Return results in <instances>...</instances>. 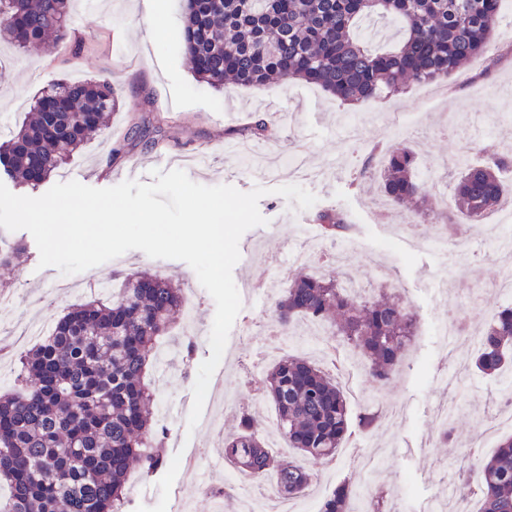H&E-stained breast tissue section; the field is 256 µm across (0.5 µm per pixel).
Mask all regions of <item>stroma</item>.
Returning <instances> with one entry per match:
<instances>
[{
  "label": "stroma",
  "mask_w": 512,
  "mask_h": 512,
  "mask_svg": "<svg viewBox=\"0 0 512 512\" xmlns=\"http://www.w3.org/2000/svg\"><path fill=\"white\" fill-rule=\"evenodd\" d=\"M152 0H73L67 39L52 51L17 49L0 44V67L9 76L0 81V134L21 122L36 91L52 76L83 80L110 76L120 89L123 104L111 114L107 129L74 153L52 183L67 181L73 171L84 172L85 185L106 188L126 179L128 169L146 164L162 171L171 158L191 160L197 183H232L242 191L261 186L267 195L259 201L261 214L275 226L274 235L251 240L249 259L239 261L233 278L242 292V309L229 334L215 378L234 386L237 406L224 417L225 432L237 429L242 414L257 419L273 417L274 407L257 389V377L247 376L245 365L260 360L272 321L271 298L248 296L254 282L273 286L287 279L298 265L289 257L319 233L315 210L344 211L355 226L346 273L369 288H397L418 317L417 333L400 369L379 389L377 402L402 406L393 429L383 427L366 437H353L335 458L310 462L315 481L302 496L303 512H316L319 501L344 480L360 481L359 459L370 457L375 446L385 447L377 481L387 490L393 512H422L427 501L440 494L458 475L461 452L481 423L497 419L499 380L482 375L468 379L464 390L443 387L440 380L451 362L445 355L439 329L448 311H458L470 330L482 329L500 307L512 304L496 286L505 255L477 234L458 237V259L432 247L440 226L425 212H415L414 227L403 230L394 221H375L389 208L373 181H357L364 161L384 162L379 149L393 140L415 148L422 178H435L440 203L452 199V181L445 172L460 144L490 139L512 142V0H503L502 13L486 57H480L449 78L428 85H411L408 92L352 106L320 87L300 81L276 83L259 89L233 87L217 92L198 83L183 56L182 0H165L167 30L152 40ZM85 44L73 54V38ZM263 112L277 128L270 139L252 137L247 130L251 113ZM162 129L155 145L147 147L127 138L133 119ZM250 144L265 157L289 160L298 156L307 178L300 184L317 197L314 208L300 209L297 201L275 194L283 178L266 177L252 159H240L237 149ZM0 238L20 242L25 253L8 272L14 298L13 317L55 324L67 307L88 300L91 290L105 282L119 288L124 274L148 269L172 280L194 303L191 332L195 354L191 364L210 357L209 334L215 303L200 285L193 269L178 260L152 259L132 250L100 266L81 272L79 290L64 296L58 291L61 272L39 268V252L25 230L0 228ZM186 364L176 360L163 391L157 394L156 416L169 435L165 464L144 477L131 473L126 484L128 512H172L177 498L191 500L195 512H239L236 499L216 501L205 493L194 473L184 466L188 450L210 452L214 441L204 424L188 428L193 404V379ZM456 405L454 439L440 442L430 422L435 409Z\"/></svg>",
  "instance_id": "obj_1"
}]
</instances>
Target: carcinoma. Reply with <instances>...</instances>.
Returning a JSON list of instances; mask_svg holds the SVG:
<instances>
[{
    "instance_id": "cac0c4a2",
    "label": "carcinoma",
    "mask_w": 512,
    "mask_h": 512,
    "mask_svg": "<svg viewBox=\"0 0 512 512\" xmlns=\"http://www.w3.org/2000/svg\"><path fill=\"white\" fill-rule=\"evenodd\" d=\"M72 0H0V43L20 49L55 47L66 36ZM502 0H185L184 52L196 80L222 89L227 81L264 87L297 80L321 87L343 104L385 98L411 82L452 75L483 55L498 24ZM393 18L396 43L369 49L364 18ZM107 79H55L34 96L33 112L0 142V168L18 184L38 188L102 129L120 106ZM161 133L137 122L131 138L153 143ZM450 206L434 202L417 173V155L394 147L383 167L360 177L378 184L393 210L411 217L420 203L445 232L478 221L512 194L498 173L512 166V147L489 143L465 150ZM319 236L343 241L350 221L341 210L316 215ZM365 287L331 271L301 273L272 303L275 321L291 330L316 321L339 337L331 363L344 348L371 362L373 390L396 373L412 345L417 315L399 295L361 296ZM181 289L149 270L125 276L119 293L69 307L49 334L19 359L21 388L0 396V512H125L128 475L150 476L163 465L167 436L150 407L147 380L160 339L180 321ZM478 335L468 371L502 376L512 371V306L496 311ZM281 433L297 451L278 460L260 425L246 417L224 437V460L253 481L270 480L279 495L299 497L312 475L306 462L332 458L352 429L372 433L381 409L369 405L351 417L338 377L305 357H284L266 373L264 390ZM479 512H512V436L477 464ZM366 497L369 512H389L387 493L345 481L319 512H354Z\"/></svg>"
}]
</instances>
